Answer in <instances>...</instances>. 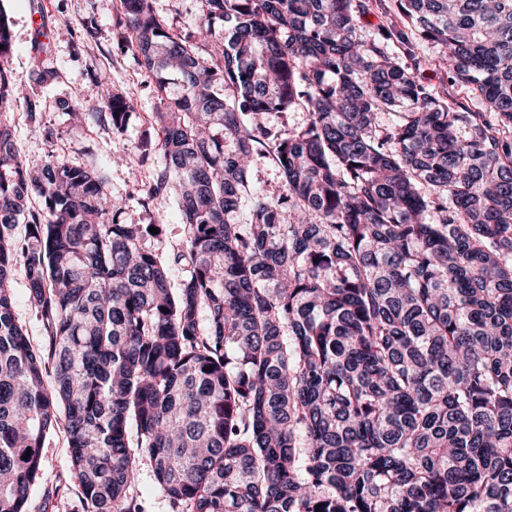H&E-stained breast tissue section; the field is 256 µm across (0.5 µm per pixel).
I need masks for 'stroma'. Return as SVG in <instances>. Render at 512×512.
Masks as SVG:
<instances>
[{"mask_svg": "<svg viewBox=\"0 0 512 512\" xmlns=\"http://www.w3.org/2000/svg\"><path fill=\"white\" fill-rule=\"evenodd\" d=\"M118 0H0V10L8 18L12 38L9 68L15 84L36 87L44 110V127H51L52 136L33 127L24 112L13 115L17 148L21 156L39 158L48 154L77 166H91L106 176L105 190L124 199L126 206L120 220L126 224H151L161 221L162 234L153 246L159 253L170 255L171 248L183 236V226L175 203H166L161 212H148L141 206L145 183L152 175L151 166L132 170L124 161L135 154L147 129V122L157 109L154 86L147 74L134 62L130 53L121 51L114 32ZM92 16L98 23V34L92 40H79L60 35L64 23ZM43 44L58 76L50 83L34 86L32 81V47ZM413 57L420 60L419 77L438 90L452 89L457 101L471 106L465 86L449 85L445 73L434 62L438 47L420 38H413ZM107 74L114 89L134 103L135 110L124 130L111 124L88 122L71 124L66 106L91 102L98 98L99 74ZM14 316L22 325L34 347H42L45 332L35 308L28 300L27 281L23 267L13 272ZM28 512H83L80 487L70 468L69 448L64 428H56L46 438L42 449L41 471L31 491Z\"/></svg>", "mask_w": 512, "mask_h": 512, "instance_id": "35a3bbf8", "label": "stroma"}]
</instances>
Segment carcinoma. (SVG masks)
I'll use <instances>...</instances> for the list:
<instances>
[{"label":"carcinoma","mask_w":512,"mask_h":512,"mask_svg":"<svg viewBox=\"0 0 512 512\" xmlns=\"http://www.w3.org/2000/svg\"><path fill=\"white\" fill-rule=\"evenodd\" d=\"M153 2L120 0L116 37L159 101L138 162L147 202L175 192L171 261L97 169L21 158L14 110L53 131L0 11V512H27L61 423L91 512H146L144 460L172 512H512V0H397L368 39L369 0H197L180 35ZM412 34L481 111L402 63ZM99 84L69 116L124 128ZM289 110L310 120L267 123ZM257 156L279 194L251 188ZM13 289L15 319L25 328L31 344L40 349L45 342V332L37 311L28 300L27 281L21 264H17L13 272Z\"/></svg>","instance_id":"obj_1"}]
</instances>
